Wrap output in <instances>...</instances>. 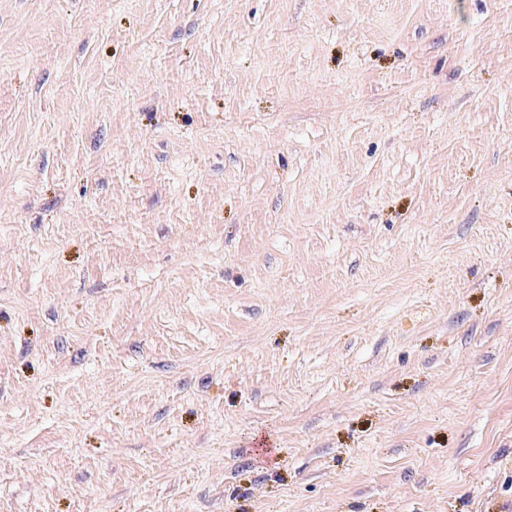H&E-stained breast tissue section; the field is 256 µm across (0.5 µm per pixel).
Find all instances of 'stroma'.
<instances>
[{
  "label": "stroma",
  "instance_id": "obj_1",
  "mask_svg": "<svg viewBox=\"0 0 512 512\" xmlns=\"http://www.w3.org/2000/svg\"><path fill=\"white\" fill-rule=\"evenodd\" d=\"M0 512H512V0H0Z\"/></svg>",
  "mask_w": 512,
  "mask_h": 512
}]
</instances>
